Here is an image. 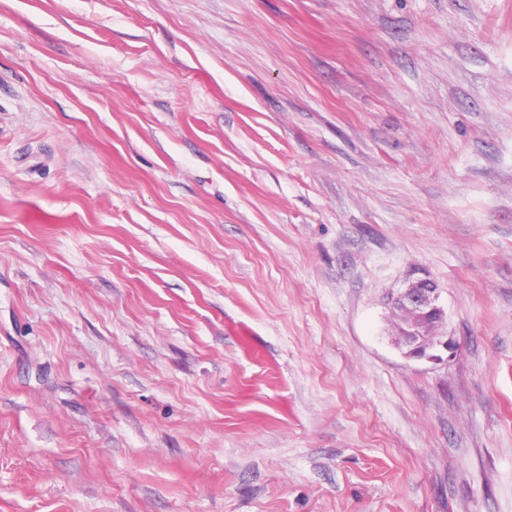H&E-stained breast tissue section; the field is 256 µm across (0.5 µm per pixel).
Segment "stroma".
<instances>
[{"instance_id":"35a3bbf8","label":"stroma","mask_w":512,"mask_h":512,"mask_svg":"<svg viewBox=\"0 0 512 512\" xmlns=\"http://www.w3.org/2000/svg\"><path fill=\"white\" fill-rule=\"evenodd\" d=\"M0 512H512V0H0ZM438 290L435 281L424 275L390 297L391 306L400 320L398 337L408 348L406 355L409 357L425 356L431 346L453 349L448 338L437 332L444 321V310L437 304Z\"/></svg>"}]
</instances>
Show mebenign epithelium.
Returning a JSON list of instances; mask_svg holds the SVG:
<instances>
[{"instance_id":"1","label":"benign epithelium","mask_w":512,"mask_h":512,"mask_svg":"<svg viewBox=\"0 0 512 512\" xmlns=\"http://www.w3.org/2000/svg\"><path fill=\"white\" fill-rule=\"evenodd\" d=\"M438 298L437 284L426 275L391 296V306L400 320L399 340L407 347V356L422 357L431 346L453 349L438 333L444 321V310L437 304Z\"/></svg>"}]
</instances>
